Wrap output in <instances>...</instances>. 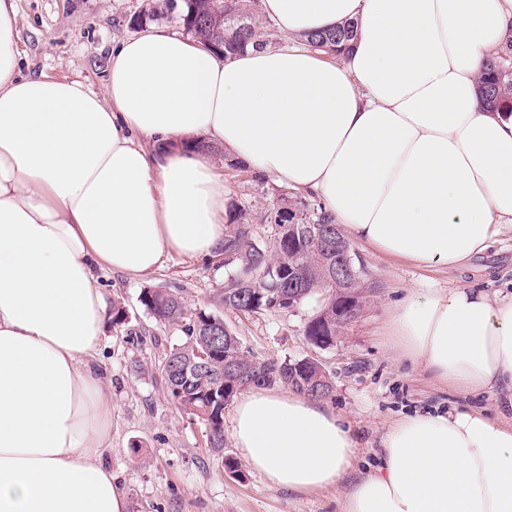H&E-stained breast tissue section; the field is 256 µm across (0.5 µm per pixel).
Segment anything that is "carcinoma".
<instances>
[{"instance_id":"cac0c4a2","label":"carcinoma","mask_w":512,"mask_h":512,"mask_svg":"<svg viewBox=\"0 0 512 512\" xmlns=\"http://www.w3.org/2000/svg\"><path fill=\"white\" fill-rule=\"evenodd\" d=\"M159 19L173 21L202 46L226 57L248 47L262 50L279 44L259 15V0H165L162 5L135 14L130 25L142 27ZM355 35V24L345 22L308 35L306 45L335 57ZM479 97L489 110L512 113V62L508 58L499 55L486 60ZM294 205L301 214L297 226L280 224L262 241L255 238L243 209L236 208L229 215L228 238L221 254L235 255L234 268L216 290L212 309L192 310L180 291L170 288H145L139 295L141 306L158 324L177 325L185 335V340L166 355L161 378L178 410L204 425L207 446L218 455L224 454L223 406L218 402L223 394L213 398L211 390L233 389L235 379L224 369V360L244 351L217 309L248 315L283 310L288 305L279 302L278 297L288 296V289L293 287L305 300L323 293L330 300L336 298V289L327 283L330 268L336 266V254L313 244L328 229L336 235V225L317 203L297 198ZM343 301L342 297L338 299ZM305 334L312 345L320 341L321 348H328L336 338V323H323L318 330ZM205 346L213 352L208 361L196 354ZM297 364L299 360L287 358L262 362L245 359L237 374L244 379L266 377V388L282 385L309 397L329 396L331 383L312 381L297 369Z\"/></svg>"}]
</instances>
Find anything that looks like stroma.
Wrapping results in <instances>:
<instances>
[{"label": "stroma", "instance_id": "obj_1", "mask_svg": "<svg viewBox=\"0 0 512 512\" xmlns=\"http://www.w3.org/2000/svg\"><path fill=\"white\" fill-rule=\"evenodd\" d=\"M19 73L78 80L103 93L110 52L134 36L131 17L147 0H15ZM224 178L230 205L246 208L257 237L269 236L265 216L281 185L274 176L248 183L228 164L214 157ZM353 251L364 271V307L344 326L332 346L314 347L305 326L323 302L316 296L293 310L257 315L225 313L224 320L244 350L260 360L318 359L333 384L326 406L352 427L358 448L356 474L371 470L380 441L396 420L425 411L458 405L495 411L487 395H459L428 374L396 362L384 338L385 307L404 288L424 280L440 287L480 288L493 294L512 282V232L493 241L482 256L462 269H418L360 244ZM227 268L209 257L171 255L150 274L132 278L119 272L103 274L106 298L120 300L124 324H106L93 365L112 393L110 447L103 461L112 481L127 496L129 512H341L351 482L336 488L294 493L270 485L254 471L244 477L229 473L224 458L241 461L232 438L224 455L207 448L201 422L182 416L165 395L159 367L166 353L182 343L176 326H160L140 305L142 289L181 290L189 308H207Z\"/></svg>", "mask_w": 512, "mask_h": 512}]
</instances>
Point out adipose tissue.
Returning a JSON list of instances; mask_svg holds the SVG:
<instances>
[{
    "instance_id": "1",
    "label": "adipose tissue",
    "mask_w": 512,
    "mask_h": 512,
    "mask_svg": "<svg viewBox=\"0 0 512 512\" xmlns=\"http://www.w3.org/2000/svg\"><path fill=\"white\" fill-rule=\"evenodd\" d=\"M282 40L227 58L158 27L112 50L104 95L18 74L0 0V512H128L102 457L112 399L91 366L107 314L95 270L142 276L224 243L206 138L318 196L357 243L421 269L462 268L512 228V114L481 108L486 59L512 47V0H260ZM352 21L336 62L303 44ZM398 361L499 418L415 414L342 512H512V291L409 288L387 309ZM231 437L271 485L310 493L357 441L307 396L255 389Z\"/></svg>"
}]
</instances>
